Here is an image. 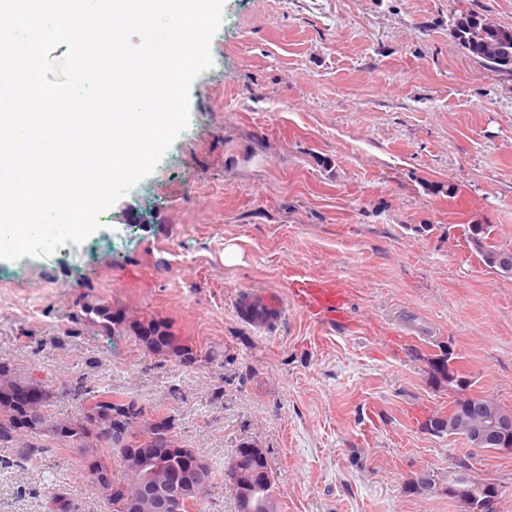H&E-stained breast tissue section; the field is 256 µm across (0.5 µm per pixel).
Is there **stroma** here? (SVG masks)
<instances>
[{"mask_svg": "<svg viewBox=\"0 0 512 512\" xmlns=\"http://www.w3.org/2000/svg\"><path fill=\"white\" fill-rule=\"evenodd\" d=\"M470 13L512 29V0H226L155 172L82 244L0 260V365L50 388V418L76 413L79 380L162 408L218 470L255 442L278 512H466L464 457L512 512V456L425 426L453 398L424 360L443 348L512 407V277L463 236L512 248V73L459 44ZM297 273L336 281L342 320L290 303ZM263 292L286 303L257 327L238 307ZM98 302L164 321L196 362L106 335ZM20 446L0 442V512H106L69 453L20 467Z\"/></svg>", "mask_w": 512, "mask_h": 512, "instance_id": "1", "label": "stroma"}]
</instances>
